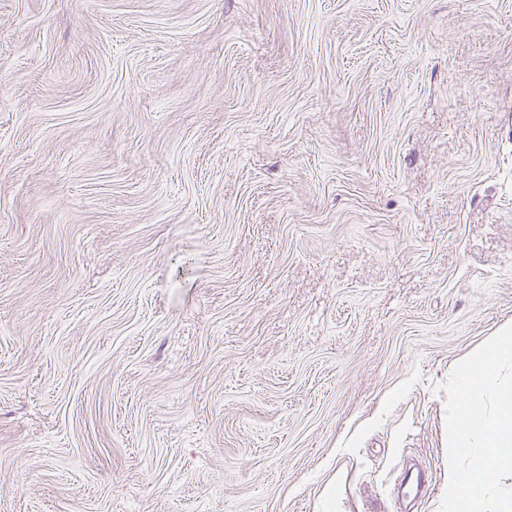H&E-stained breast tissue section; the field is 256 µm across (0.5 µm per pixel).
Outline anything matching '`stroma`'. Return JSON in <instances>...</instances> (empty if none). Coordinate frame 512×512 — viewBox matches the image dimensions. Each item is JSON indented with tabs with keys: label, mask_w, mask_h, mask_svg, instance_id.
<instances>
[{
	"label": "stroma",
	"mask_w": 512,
	"mask_h": 512,
	"mask_svg": "<svg viewBox=\"0 0 512 512\" xmlns=\"http://www.w3.org/2000/svg\"><path fill=\"white\" fill-rule=\"evenodd\" d=\"M512 325V0H0V512H399Z\"/></svg>",
	"instance_id": "stroma-1"
}]
</instances>
